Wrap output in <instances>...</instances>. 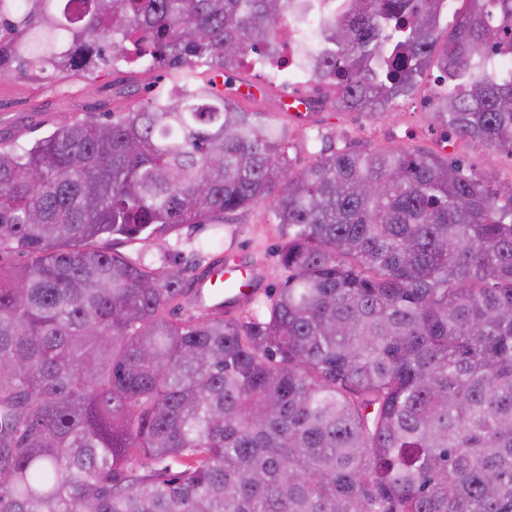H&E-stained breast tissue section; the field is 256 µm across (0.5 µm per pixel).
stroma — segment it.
<instances>
[{
	"label": "stroma",
	"mask_w": 512,
	"mask_h": 512,
	"mask_svg": "<svg viewBox=\"0 0 512 512\" xmlns=\"http://www.w3.org/2000/svg\"><path fill=\"white\" fill-rule=\"evenodd\" d=\"M175 68L108 63L90 72L62 70L42 73L29 68L0 78V139L30 143L48 136L61 123L103 120L105 112L122 113L135 104L166 93ZM438 75L428 69L415 90L398 98L384 114L337 110L334 89H327L303 116L286 109L288 89L263 79L259 69L242 64L226 71V95L245 111L258 112L274 138H285L293 168L308 166L325 147L364 151L402 144L413 150H434L461 159L468 172L486 179L492 188L512 185V155L484 142L459 141L447 136L435 122L427 102ZM281 241L269 203L226 214L222 224L183 228L163 241L101 240L99 248L135 262L159 266L169 256L185 282H192L200 267L217 258L247 259L261 276L249 308L265 301L287 276L277 247Z\"/></svg>",
	"instance_id": "stroma-1"
}]
</instances>
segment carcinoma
Segmentation results:
<instances>
[{"mask_svg": "<svg viewBox=\"0 0 512 512\" xmlns=\"http://www.w3.org/2000/svg\"><path fill=\"white\" fill-rule=\"evenodd\" d=\"M348 0L315 72L384 113L432 64L437 113L512 155V0ZM293 0H0V76L181 67L166 98L0 146V512H512V188L432 152L288 144L215 82ZM272 203L284 285L227 317L93 246Z\"/></svg>", "mask_w": 512, "mask_h": 512, "instance_id": "obj_1", "label": "carcinoma"}]
</instances>
